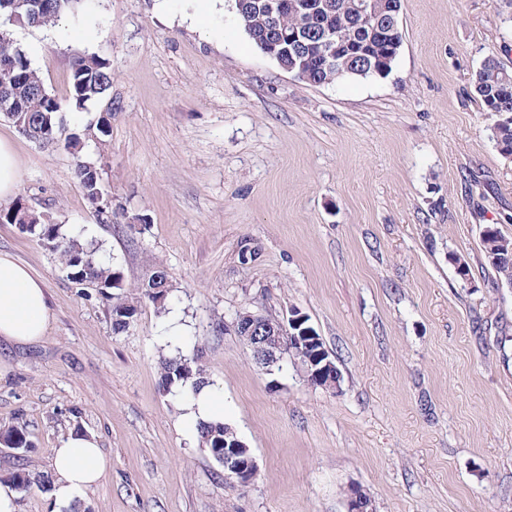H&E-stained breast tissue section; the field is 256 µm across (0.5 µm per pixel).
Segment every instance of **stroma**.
<instances>
[{
	"label": "stroma",
	"mask_w": 512,
	"mask_h": 512,
	"mask_svg": "<svg viewBox=\"0 0 512 512\" xmlns=\"http://www.w3.org/2000/svg\"><path fill=\"white\" fill-rule=\"evenodd\" d=\"M232 5L79 0L55 27L11 24L79 147L1 118L20 177L0 212L23 199L94 244L127 296L160 266L173 288L114 332L58 253L0 223V253L44 279L52 312L39 341H0V424L25 423L33 473L62 435L97 436L110 469L80 512H347L353 487L373 512H512V285L482 246L489 226L512 238V159L472 92L486 58L512 70V0H402L389 75L321 86L260 52ZM82 55L110 60L112 89L78 108ZM80 159L118 223L86 198ZM246 311L305 316L340 393L292 364L266 374L234 331ZM197 342L256 459L248 487L160 386L161 359Z\"/></svg>",
	"instance_id": "35a3bbf8"
}]
</instances>
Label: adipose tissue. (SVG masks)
Here are the masks:
<instances>
[{"mask_svg": "<svg viewBox=\"0 0 512 512\" xmlns=\"http://www.w3.org/2000/svg\"><path fill=\"white\" fill-rule=\"evenodd\" d=\"M51 309L41 278L8 255H0V338L17 344L41 339ZM54 500L63 506L80 501L109 469L95 435L70 432L51 451Z\"/></svg>", "mask_w": 512, "mask_h": 512, "instance_id": "obj_1", "label": "adipose tissue"}]
</instances>
